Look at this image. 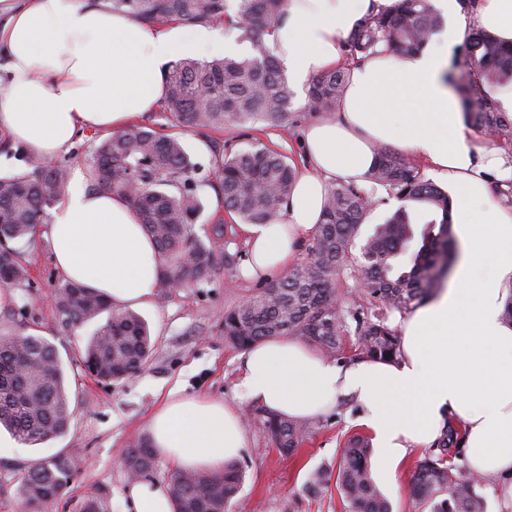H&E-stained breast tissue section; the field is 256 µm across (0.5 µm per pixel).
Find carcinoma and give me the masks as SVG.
Instances as JSON below:
<instances>
[{"label": "carcinoma", "instance_id": "1", "mask_svg": "<svg viewBox=\"0 0 512 512\" xmlns=\"http://www.w3.org/2000/svg\"><path fill=\"white\" fill-rule=\"evenodd\" d=\"M114 12L148 23L219 22L238 30L247 44L243 56L210 60L190 57L173 62L164 77L162 111L172 117L174 133L133 125L105 138L91 136L86 165L93 190L121 192L136 209L163 261L162 287L201 288L216 271L213 249L192 233L203 211L199 190H217L224 209L246 224L279 219L297 174L294 161L258 139L248 148L221 144L211 133L226 126L264 123L281 127L293 111L295 91L266 36L284 14L287 0H104ZM444 26L431 0H397L385 11L363 16L342 42L344 66L311 76L306 112L336 110L345 88L344 67L377 51L379 45L403 56L424 47ZM512 84V45L493 33L472 28L463 69L452 80L462 111L493 140L512 141V119L491 91ZM197 133L211 143L214 167L207 176L191 161L182 135ZM72 157L55 161L26 156V170L0 176V282L29 287L23 250L37 227L49 221V209L65 193ZM374 187L401 201L361 246L359 227L384 199L353 182L329 187L322 222L305 243L306 257L288 273L226 310L224 340L247 347L275 336H295L329 359L339 356L343 340L356 337L362 358L390 361L399 355L400 337L388 324V312L407 311L429 301L441 288L452 264L456 241L451 233L452 200L402 153L382 147L367 175ZM424 205L431 219L421 245L411 250L415 224L407 203ZM356 272L365 288L350 299L340 297L337 278ZM58 324L78 328L107 314L87 342L82 370L98 382H122L149 362L153 344L147 323L135 312L115 309L102 294L61 280L52 290ZM73 415L64 364L52 342L36 332L0 336V426L25 444L38 445L64 435ZM253 417L270 435L276 450L291 454L309 432L304 422L261 407ZM454 425L444 427L438 452L423 458L413 477L412 497L427 512H487L480 480L456 462L449 449L457 444ZM368 438L350 437L340 449L336 472L315 470L306 485L313 495L334 488L347 512H392L390 501L372 476ZM82 463L73 451L37 460L18 479V494L28 512H42L64 497ZM126 468L145 476L154 455L145 441L125 450ZM243 471L236 463L215 475L176 471L169 491L175 512H226L239 492Z\"/></svg>", "mask_w": 512, "mask_h": 512}]
</instances>
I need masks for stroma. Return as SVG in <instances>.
<instances>
[{
  "label": "stroma",
  "mask_w": 512,
  "mask_h": 512,
  "mask_svg": "<svg viewBox=\"0 0 512 512\" xmlns=\"http://www.w3.org/2000/svg\"><path fill=\"white\" fill-rule=\"evenodd\" d=\"M219 138L236 143L256 138L287 154L296 166L305 161L303 146L284 127H230ZM201 197L204 212L194 226L196 235L212 245L216 256L245 254L237 217L225 211L213 188L204 187ZM218 222L226 229L221 240L211 234L212 224ZM25 259L31 285L15 289L10 302L0 305V333L34 329L56 346L67 368L74 413L64 436L0 452V512H24L17 493L21 469L68 450L79 453L82 465L69 493L47 505L45 512H79L84 498L96 494L106 497L108 512H129L123 451L147 438L150 415L173 390L224 400L245 416L249 442L238 459L245 477L228 512H343L338 494L314 497L305 484L315 468H335L344 442L363 433L361 407L353 399H337L325 415L312 422L310 433L294 454H279L251 416L254 405L240 385L242 351L225 341L220 324L225 309L260 288L259 283L242 278L240 266L221 267L209 284L190 293L158 290L152 306L140 311L154 342L147 366L124 382L104 387L80 369V353L94 325L69 332L57 324L50 293L60 274L51 261L48 241L37 237L27 247ZM427 454L424 448L410 450L398 466L395 481H379L394 512H422L410 489L416 466Z\"/></svg>",
  "instance_id": "stroma-1"
}]
</instances>
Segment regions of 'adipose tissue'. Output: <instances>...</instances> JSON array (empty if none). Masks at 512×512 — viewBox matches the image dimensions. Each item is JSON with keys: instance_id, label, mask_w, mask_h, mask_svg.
I'll list each match as a JSON object with an SVG mask.
<instances>
[{"instance_id": "ef3b65f1", "label": "adipose tissue", "mask_w": 512, "mask_h": 512, "mask_svg": "<svg viewBox=\"0 0 512 512\" xmlns=\"http://www.w3.org/2000/svg\"><path fill=\"white\" fill-rule=\"evenodd\" d=\"M396 0H288L268 41L292 81L340 67L339 44L369 12ZM451 28L408 57L380 50L352 65L338 116L309 124L301 140L310 167L300 173L283 220L243 227L245 276L287 271L319 224L329 182L363 181L377 151L393 145L460 188L451 230L461 254L453 281L398 322L392 362H329L291 336L250 345L240 366L253 403L308 422L337 396L363 407L360 423L379 448L380 473L395 478L409 449L435 443L447 421L462 422L470 471L512 476V209L491 203L486 169L512 180V157L471 143L445 75L452 44L477 26L512 42V0H433ZM204 26L154 25L112 11L102 0H0V134L53 159L79 132L128 127L151 111L169 64L215 48ZM64 279L107 296L114 307L152 304L163 266L130 201L89 190L73 168L47 225ZM149 444L179 471L220 474L248 442L239 410L226 402L170 393L149 421ZM132 512H174L167 485L130 481Z\"/></svg>"}]
</instances>
